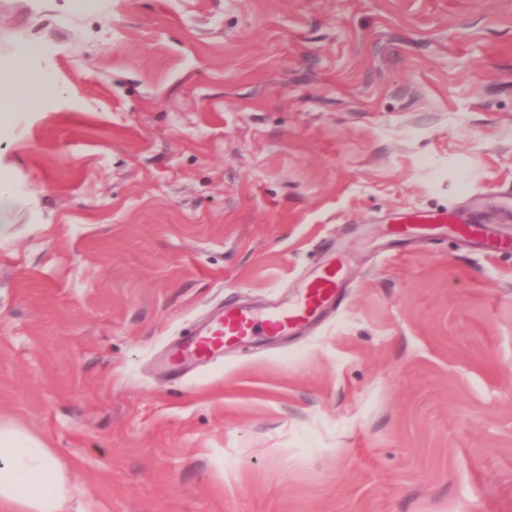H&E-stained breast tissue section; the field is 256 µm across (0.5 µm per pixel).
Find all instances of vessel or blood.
I'll return each instance as SVG.
<instances>
[{"mask_svg": "<svg viewBox=\"0 0 512 512\" xmlns=\"http://www.w3.org/2000/svg\"><path fill=\"white\" fill-rule=\"evenodd\" d=\"M454 231L466 241L479 243L486 253L496 254L501 243L487 225L474 224L448 209L417 210L398 214L395 223L386 225L383 235L388 242H410L417 238L433 239ZM345 286L344 266L338 254H330L287 304L258 314L246 307H231L177 344L170 356V366L187 361L199 362L218 353L226 342L252 336H289L315 324L338 305Z\"/></svg>", "mask_w": 512, "mask_h": 512, "instance_id": "vessel-or-blood-1", "label": "vessel or blood"}]
</instances>
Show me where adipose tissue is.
Returning a JSON list of instances; mask_svg holds the SVG:
<instances>
[{
    "label": "adipose tissue",
    "mask_w": 512,
    "mask_h": 512,
    "mask_svg": "<svg viewBox=\"0 0 512 512\" xmlns=\"http://www.w3.org/2000/svg\"><path fill=\"white\" fill-rule=\"evenodd\" d=\"M40 46L17 45L0 60V129L15 113L33 111L36 101L55 91L50 69H31ZM81 486L68 474L56 449L11 424L0 423V512H63L67 497Z\"/></svg>",
    "instance_id": "1"
}]
</instances>
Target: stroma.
Segmentation results:
<instances>
[{
  "instance_id": "35a3bbf8",
  "label": "stroma",
  "mask_w": 512,
  "mask_h": 512,
  "mask_svg": "<svg viewBox=\"0 0 512 512\" xmlns=\"http://www.w3.org/2000/svg\"><path fill=\"white\" fill-rule=\"evenodd\" d=\"M0 0L58 90L0 137V420L64 512H512V0ZM449 208L507 243L386 254ZM317 327L159 360L229 304Z\"/></svg>"
}]
</instances>
